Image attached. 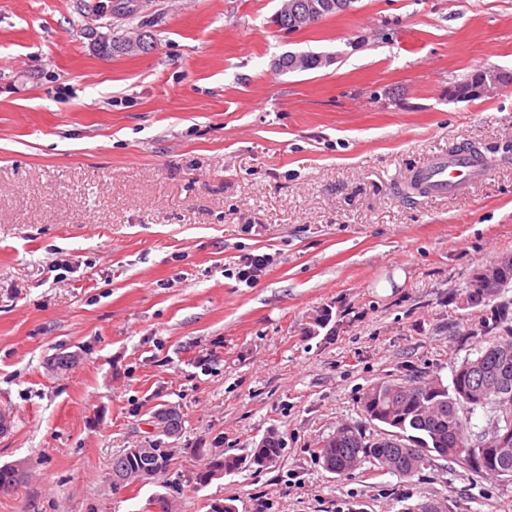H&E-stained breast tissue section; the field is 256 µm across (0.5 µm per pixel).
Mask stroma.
I'll return each mask as SVG.
<instances>
[{
	"label": "stroma",
	"instance_id": "obj_1",
	"mask_svg": "<svg viewBox=\"0 0 512 512\" xmlns=\"http://www.w3.org/2000/svg\"><path fill=\"white\" fill-rule=\"evenodd\" d=\"M279 4L0 0V465L27 468L0 512H512V481L454 462L316 456L342 425L384 435L370 385L447 384L477 354L465 287L512 253V0H356L296 32ZM139 28L152 53H100ZM287 52L330 61L275 70ZM479 69L511 79L449 100ZM463 145L493 158L482 180L408 189ZM166 404L175 437L151 426ZM270 430L276 462L196 485L203 451L245 458ZM148 445L167 470L113 492V456Z\"/></svg>",
	"mask_w": 512,
	"mask_h": 512
}]
</instances>
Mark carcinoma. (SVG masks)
<instances>
[{"instance_id": "obj_1", "label": "carcinoma", "mask_w": 512, "mask_h": 512, "mask_svg": "<svg viewBox=\"0 0 512 512\" xmlns=\"http://www.w3.org/2000/svg\"><path fill=\"white\" fill-rule=\"evenodd\" d=\"M323 65L316 53L290 54L280 59L285 72L309 71ZM512 284V268L506 270L500 287L479 292L473 304L479 305L500 295ZM468 336H483L486 346L465 360L455 371L469 403L462 402L456 385L437 379L408 383L396 379L369 387L360 398L361 409L370 421L388 424L395 435L377 438L359 427L342 426L329 445L318 449V458L330 472L344 474L359 460L385 468L401 478H409L431 460L439 457L460 463L476 474L512 477V438L495 449L485 447L494 427H512V317L509 303L503 301L489 309L478 326L466 330ZM481 408L487 425L472 431L467 405ZM283 450L281 438L271 432L265 442L254 449L249 461L222 453L207 455L196 474L197 485L204 487L213 480L214 470L232 473L243 465L264 466L276 461Z\"/></svg>"}]
</instances>
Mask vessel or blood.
Here are the masks:
<instances>
[{"instance_id": "obj_1", "label": "vessel or blood", "mask_w": 512, "mask_h": 512, "mask_svg": "<svg viewBox=\"0 0 512 512\" xmlns=\"http://www.w3.org/2000/svg\"><path fill=\"white\" fill-rule=\"evenodd\" d=\"M491 166L490 157L471 149L433 156L416 169L414 185L419 192L430 196L457 194L482 178Z\"/></svg>"}]
</instances>
